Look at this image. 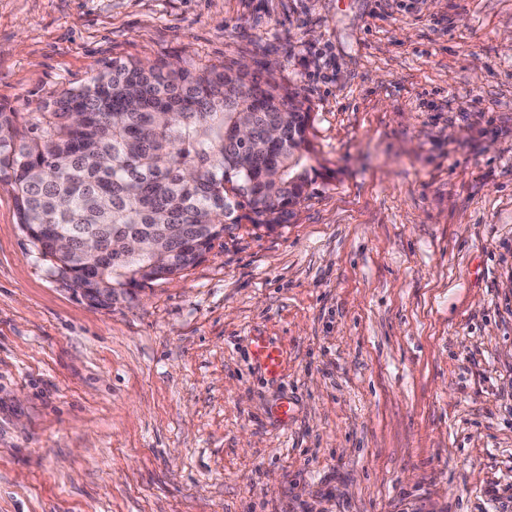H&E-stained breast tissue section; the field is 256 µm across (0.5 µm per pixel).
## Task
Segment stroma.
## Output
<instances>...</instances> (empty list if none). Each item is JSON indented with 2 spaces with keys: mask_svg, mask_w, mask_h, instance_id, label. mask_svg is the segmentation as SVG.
I'll list each match as a JSON object with an SVG mask.
<instances>
[{
  "mask_svg": "<svg viewBox=\"0 0 512 512\" xmlns=\"http://www.w3.org/2000/svg\"><path fill=\"white\" fill-rule=\"evenodd\" d=\"M507 33L512 0H0V106L244 65L316 169L288 223L109 307L0 186V512H512ZM252 353L255 360L271 375H278L282 361L280 351L265 340L256 338L252 343Z\"/></svg>",
  "mask_w": 512,
  "mask_h": 512,
  "instance_id": "35a3bbf8",
  "label": "stroma"
}]
</instances>
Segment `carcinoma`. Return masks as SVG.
I'll return each mask as SVG.
<instances>
[{"mask_svg": "<svg viewBox=\"0 0 512 512\" xmlns=\"http://www.w3.org/2000/svg\"><path fill=\"white\" fill-rule=\"evenodd\" d=\"M247 76L115 59L35 112L0 107V185L39 254L68 240L48 261L65 286L128 295L196 264L229 222H288L313 182L310 113ZM114 238L148 251L91 262Z\"/></svg>", "mask_w": 512, "mask_h": 512, "instance_id": "cac0c4a2", "label": "carcinoma"}]
</instances>
